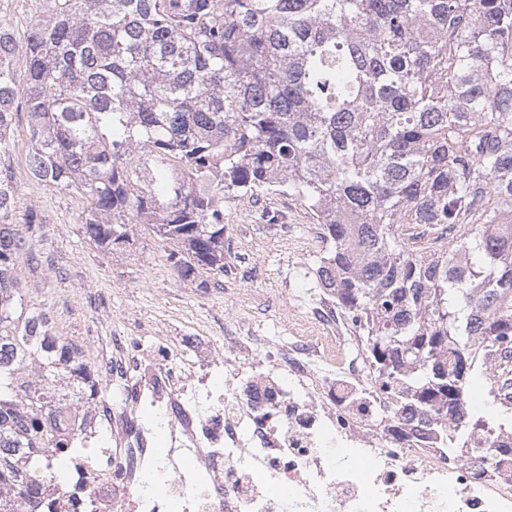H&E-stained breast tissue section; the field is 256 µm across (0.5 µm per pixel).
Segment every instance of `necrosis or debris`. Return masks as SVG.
Wrapping results in <instances>:
<instances>
[{
  "label": "necrosis or debris",
  "mask_w": 512,
  "mask_h": 512,
  "mask_svg": "<svg viewBox=\"0 0 512 512\" xmlns=\"http://www.w3.org/2000/svg\"><path fill=\"white\" fill-rule=\"evenodd\" d=\"M288 318L193 342L116 336L81 351L98 394L76 449L43 481L39 512H512V424L469 427L474 402L437 427L396 397L331 297ZM224 342L229 356L210 354ZM491 358L478 386L512 407Z\"/></svg>",
  "instance_id": "4bbe7bcc"
}]
</instances>
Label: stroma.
Listing matches in <instances>:
<instances>
[{
  "label": "stroma",
  "mask_w": 512,
  "mask_h": 512,
  "mask_svg": "<svg viewBox=\"0 0 512 512\" xmlns=\"http://www.w3.org/2000/svg\"><path fill=\"white\" fill-rule=\"evenodd\" d=\"M10 162L18 173L19 203L12 217L32 228L37 262L19 260L17 275L28 301L47 310L54 329L74 348L92 336H188L197 326L223 335L227 326L253 312L264 313L257 329L265 336L288 333V305L317 296L325 244L292 251L283 235L292 226L307 237L313 218L295 197L269 190L224 198V275L177 277L170 245L148 228L132 225L128 243L104 251L85 239L80 221L86 207L76 191H56L26 177L27 117L11 133Z\"/></svg>",
  "instance_id": "obj_1"
}]
</instances>
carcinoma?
<instances>
[{
  "label": "carcinoma",
  "mask_w": 512,
  "mask_h": 512,
  "mask_svg": "<svg viewBox=\"0 0 512 512\" xmlns=\"http://www.w3.org/2000/svg\"><path fill=\"white\" fill-rule=\"evenodd\" d=\"M0 17V157L81 192L106 251L144 224L177 276L224 274V195L298 198L328 245L320 287L375 370L451 409L477 343L512 348V0H52L15 66ZM152 165L140 161V154ZM0 161V503L37 493L42 422L91 369L26 301L34 254Z\"/></svg>",
  "instance_id": "1"
}]
</instances>
